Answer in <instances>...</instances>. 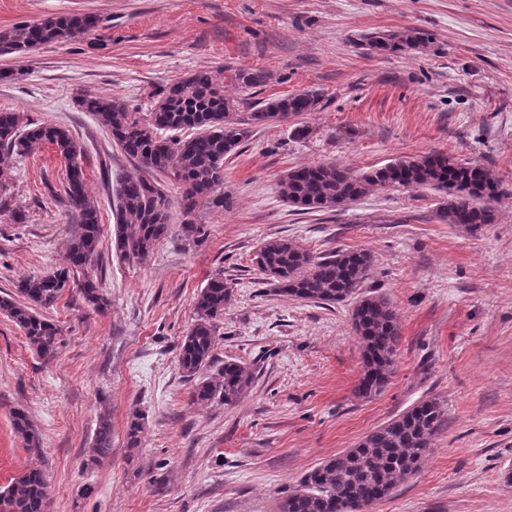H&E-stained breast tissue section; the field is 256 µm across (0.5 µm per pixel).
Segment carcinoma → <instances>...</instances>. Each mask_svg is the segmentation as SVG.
Here are the masks:
<instances>
[{"instance_id":"1","label":"carcinoma","mask_w":512,"mask_h":512,"mask_svg":"<svg viewBox=\"0 0 512 512\" xmlns=\"http://www.w3.org/2000/svg\"><path fill=\"white\" fill-rule=\"evenodd\" d=\"M91 14H65L25 23L0 32V55L28 52L47 44L68 41L98 27ZM432 43L431 35L416 30L374 32L362 37L372 54L419 50ZM261 69L240 68L231 77L235 89L244 92L267 81ZM240 100L224 94V70H199L172 80L145 112L131 109L120 97L85 94L76 99L135 158L141 171L121 177L113 189L116 216L115 250L126 261L140 262L170 232V201L158 176L180 185V206L185 217L183 235L199 242L203 226L189 219L204 204L222 211L229 206L224 195V159L248 136L249 126L280 122L282 118L314 112L322 103L317 90L265 99L240 121L235 110ZM193 129L190 137H166L164 133ZM50 145L67 163L60 201L77 213L78 221L67 242V265L51 272L30 275L16 285V294L0 297V313L20 327L31 349L42 358L56 353L60 328L41 314L59 300L65 289L78 288L96 311L109 305L97 280L88 272L101 241L99 210L90 199L84 168V147L62 126L32 123L21 112L0 111V171L12 156L25 157ZM395 187L428 188L446 196L439 217L448 224H464L473 231L495 222L494 203L505 190L492 170L473 162H461L445 153L396 159L387 165L355 174L336 163H319L288 171L280 192L288 204L304 210L334 209L352 203L369 192ZM258 271L273 281L280 293L314 303H340L351 298L368 278L372 255L361 249L315 257L288 239L264 243L257 251ZM83 273L73 285L75 273ZM230 288L224 274L210 277L195 300V319L178 345L177 363L183 377L196 380L193 398L199 403L237 404L252 381V374L237 362H224L211 375L218 341V322ZM351 327L363 349V375L355 395L369 399L387 385L400 343L398 315L383 295L360 297L352 310ZM144 417L135 411L125 430L130 448L140 446ZM446 422L440 402L418 403L398 418L378 428L356 447L340 453L311 470L279 505L280 512H353L370 507L391 495L415 475ZM14 432L26 446L36 448L39 438L28 415H13ZM92 461L112 454V422L99 416L92 447ZM48 490L39 469H26L0 490V512H47Z\"/></svg>"}]
</instances>
